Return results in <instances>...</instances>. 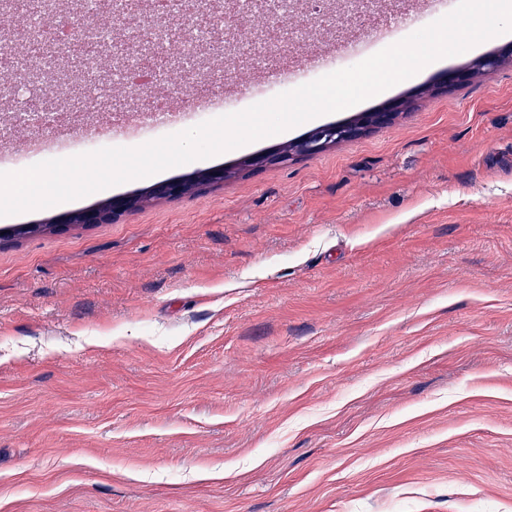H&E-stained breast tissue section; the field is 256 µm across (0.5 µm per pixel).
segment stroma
Instances as JSON below:
<instances>
[{"label": "stroma", "instance_id": "35a3bbf8", "mask_svg": "<svg viewBox=\"0 0 512 512\" xmlns=\"http://www.w3.org/2000/svg\"><path fill=\"white\" fill-rule=\"evenodd\" d=\"M402 30H357L367 58ZM512 33L442 58L358 104L388 125L318 154L240 161L303 123L221 155L10 216L39 224L232 168L107 224L0 242V512H512V60L451 90ZM257 67L170 68L113 97L191 111ZM59 157L39 129L0 142V170Z\"/></svg>", "mask_w": 512, "mask_h": 512}]
</instances>
